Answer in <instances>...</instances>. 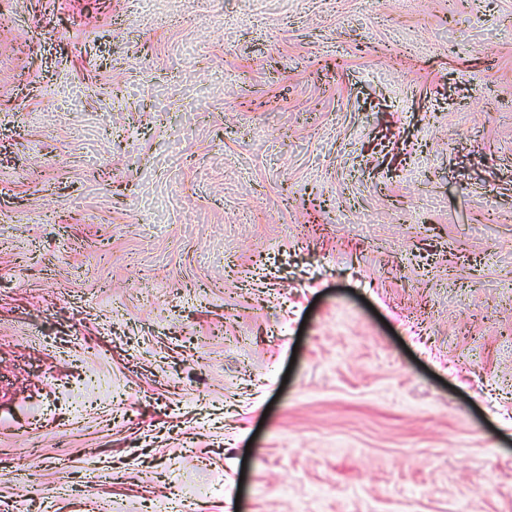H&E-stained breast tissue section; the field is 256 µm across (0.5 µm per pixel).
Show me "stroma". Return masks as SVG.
<instances>
[{"label": "stroma", "instance_id": "stroma-1", "mask_svg": "<svg viewBox=\"0 0 512 512\" xmlns=\"http://www.w3.org/2000/svg\"><path fill=\"white\" fill-rule=\"evenodd\" d=\"M512 512V0H0V512Z\"/></svg>", "mask_w": 512, "mask_h": 512}]
</instances>
